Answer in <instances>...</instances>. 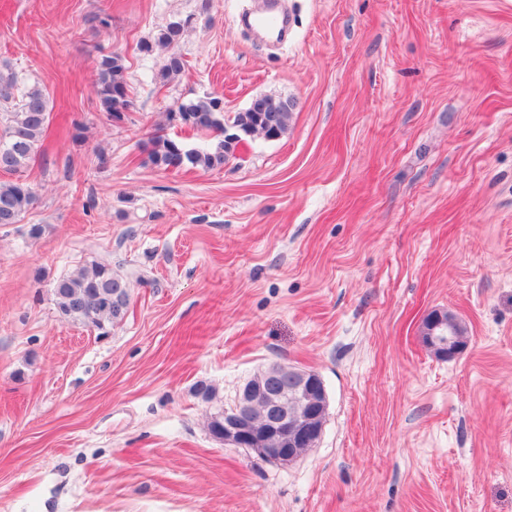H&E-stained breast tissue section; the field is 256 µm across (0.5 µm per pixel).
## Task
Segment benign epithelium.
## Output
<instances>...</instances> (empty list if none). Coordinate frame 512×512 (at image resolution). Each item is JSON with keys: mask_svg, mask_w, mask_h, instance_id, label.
I'll use <instances>...</instances> for the list:
<instances>
[{"mask_svg": "<svg viewBox=\"0 0 512 512\" xmlns=\"http://www.w3.org/2000/svg\"><path fill=\"white\" fill-rule=\"evenodd\" d=\"M443 316L436 313L424 323V340L445 359L460 354L465 345L453 336L439 334ZM293 393L271 386L282 374L273 364L247 383L238 394L232 412H224L223 429L213 438L235 448H249L261 459L286 464L321 438L328 400L321 377L314 371L293 369Z\"/></svg>", "mask_w": 512, "mask_h": 512, "instance_id": "benign-epithelium-1", "label": "benign epithelium"}]
</instances>
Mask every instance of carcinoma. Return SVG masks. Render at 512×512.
<instances>
[{
    "mask_svg": "<svg viewBox=\"0 0 512 512\" xmlns=\"http://www.w3.org/2000/svg\"><path fill=\"white\" fill-rule=\"evenodd\" d=\"M186 27L185 21H172L157 36L156 44L167 49L160 69L163 80H170L185 70L186 60L178 46ZM95 85L100 110L107 120L122 119L131 101L126 65L120 54L112 52L97 57ZM1 101L11 105V110L0 112V171L15 176V179L0 181V224H17L36 203L35 191L23 178V173L34 159L49 124V99L41 87L21 85L12 68L0 63ZM263 106V111L254 112L247 108L229 120L224 115L221 99L210 94L180 102L169 109V120L210 137L211 143L190 147L169 137L164 128L158 127L143 145L147 162L162 170L220 169L238 148V143L224 136L227 125H235L242 137L261 134L276 139L286 133L294 102L266 95ZM53 296L62 316L106 331L125 316L129 285L126 279L112 271V267L93 264L58 278Z\"/></svg>",
    "mask_w": 512,
    "mask_h": 512,
    "instance_id": "carcinoma-1",
    "label": "carcinoma"
}]
</instances>
